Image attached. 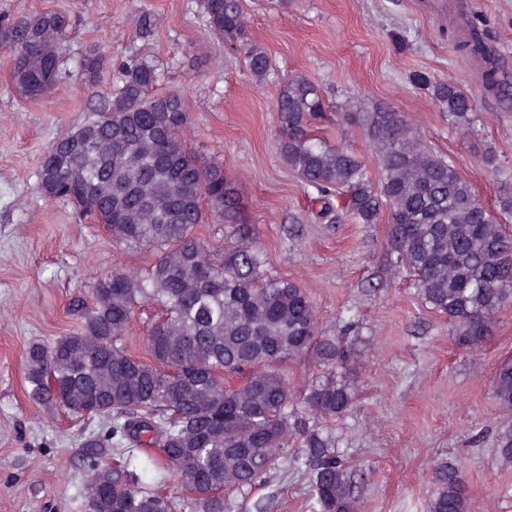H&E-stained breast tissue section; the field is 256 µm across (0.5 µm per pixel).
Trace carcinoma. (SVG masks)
Segmentation results:
<instances>
[{
    "instance_id": "cac0c4a2",
    "label": "carcinoma",
    "mask_w": 512,
    "mask_h": 512,
    "mask_svg": "<svg viewBox=\"0 0 512 512\" xmlns=\"http://www.w3.org/2000/svg\"><path fill=\"white\" fill-rule=\"evenodd\" d=\"M202 7L215 33L243 35L242 0H202ZM69 28V18L56 11L0 26V49L9 54L22 97L38 99L59 81L60 68L48 64L60 57ZM455 41L462 57L481 65L483 91L511 109L512 85L499 75L486 31L466 20ZM246 58L256 82L266 81L267 50L251 43ZM111 66L120 74L117 92L103 97L97 117L48 145L38 187L51 200L68 201L78 216L105 224L113 240L152 249L156 259L144 275L114 271L99 279L92 303L71 304L80 329L30 345L23 360L33 401L62 409L73 422H105L82 442L92 464L86 512H172L173 496L133 480L139 448L159 449L194 495L197 512H231L232 498H249L279 468L293 438L313 512H359L354 469L335 434L295 407L278 369L310 356L317 373L301 402L325 420L342 418L358 391L359 344L344 333L321 334L304 290L268 273L224 165L182 141L190 119L184 99L150 94L157 72L143 58L113 63L92 49L82 62L91 85ZM430 88L448 121L478 135L469 95L448 79ZM274 109L279 157L314 191L317 216L330 224H376L388 213L393 264L410 271L425 303L448 316L459 346L478 350L490 341L512 295V194L501 198L500 212L490 210L454 163L428 150L391 106L336 114L364 128L376 181L362 159L315 135L325 105L311 80L288 77ZM209 222L230 227L233 244L216 249L198 237L196 225ZM145 304L160 310L147 360L125 345L133 313ZM493 392L512 408L511 359L499 364ZM434 486L425 512H469V489L454 459L436 465Z\"/></svg>"
}]
</instances>
